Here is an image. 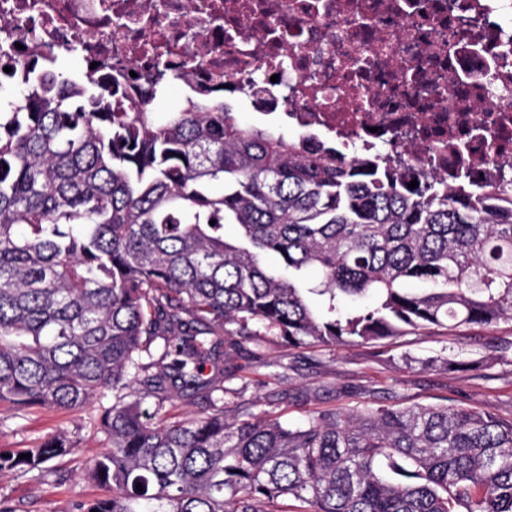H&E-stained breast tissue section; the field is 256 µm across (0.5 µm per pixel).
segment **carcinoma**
Here are the masks:
<instances>
[{"label":"carcinoma","mask_w":512,"mask_h":512,"mask_svg":"<svg viewBox=\"0 0 512 512\" xmlns=\"http://www.w3.org/2000/svg\"><path fill=\"white\" fill-rule=\"evenodd\" d=\"M58 59L0 60V405L98 418L82 478L107 494L74 512H512V418L390 399L294 425L205 377L222 336L382 348L512 321V187L410 189L223 99L109 100ZM75 447L0 448V475Z\"/></svg>","instance_id":"carcinoma-1"}]
</instances>
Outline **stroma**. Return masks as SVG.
Returning <instances> with one entry per match:
<instances>
[{
    "label": "stroma",
    "instance_id": "1",
    "mask_svg": "<svg viewBox=\"0 0 512 512\" xmlns=\"http://www.w3.org/2000/svg\"><path fill=\"white\" fill-rule=\"evenodd\" d=\"M512 341V323L462 329L447 335L419 332L391 341L383 355L369 345L294 348L281 340L249 341L241 349L225 346L222 369L206 368L223 377L229 406L267 408L268 396L281 388L277 409L290 421L303 422L309 412L347 409L388 396L423 404H464L502 417H512V349L504 357L487 356L488 343ZM442 356L471 363L468 371L425 367ZM74 433L78 444L58 460L56 474L37 482L8 475L0 478V495L16 512H72L78 499L100 496L95 484L81 480L85 458L99 452L103 436L89 415L37 409L25 417L0 405V447L24 448L57 431Z\"/></svg>",
    "mask_w": 512,
    "mask_h": 512
}]
</instances>
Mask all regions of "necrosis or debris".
I'll use <instances>...</instances> for the list:
<instances>
[{"label":"necrosis or debris","instance_id":"4bbe7bcc","mask_svg":"<svg viewBox=\"0 0 512 512\" xmlns=\"http://www.w3.org/2000/svg\"><path fill=\"white\" fill-rule=\"evenodd\" d=\"M18 44L132 92L223 86L406 183L512 180V0H0V50Z\"/></svg>","mask_w":512,"mask_h":512}]
</instances>
